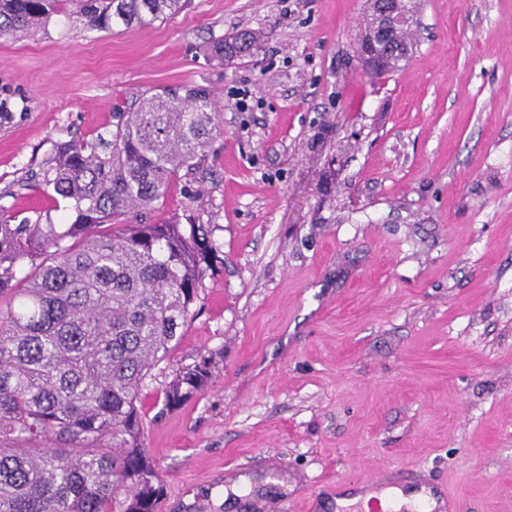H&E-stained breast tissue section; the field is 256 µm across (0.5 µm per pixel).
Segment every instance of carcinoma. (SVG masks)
I'll return each instance as SVG.
<instances>
[{"label": "carcinoma", "mask_w": 512, "mask_h": 512, "mask_svg": "<svg viewBox=\"0 0 512 512\" xmlns=\"http://www.w3.org/2000/svg\"><path fill=\"white\" fill-rule=\"evenodd\" d=\"M66 0H0V37L39 31ZM186 0H71L85 25H150ZM408 28L366 16L364 36L395 70ZM259 41H217L218 59ZM218 117L201 86L168 88L115 115L109 136L56 147L40 185L62 210L11 223L0 213V512H155L161 476L147 454L146 374L178 346L219 247L203 224L151 213L180 172L205 160ZM205 366L176 374L164 405L208 382Z\"/></svg>", "instance_id": "carcinoma-1"}]
</instances>
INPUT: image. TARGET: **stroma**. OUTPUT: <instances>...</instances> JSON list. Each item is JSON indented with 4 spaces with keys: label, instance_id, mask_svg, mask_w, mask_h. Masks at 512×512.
<instances>
[{
    "label": "stroma",
    "instance_id": "obj_1",
    "mask_svg": "<svg viewBox=\"0 0 512 512\" xmlns=\"http://www.w3.org/2000/svg\"><path fill=\"white\" fill-rule=\"evenodd\" d=\"M367 0H188L107 32L54 15L0 39V211L167 87L219 112L203 166L152 214L193 213L221 260L141 387L157 512H336L430 484L512 512V0H421L398 70L355 47ZM259 32L251 54L209 46ZM208 360L180 406L164 391ZM424 491L425 488L423 487L420 492H415V489L405 492L399 487H390L384 490L363 489L356 493H343L340 496H336V509H348L352 505L360 503L365 511L368 512V504L374 500L378 501L384 509L399 510L402 507L413 508L419 499L425 496ZM380 505L375 504L370 510L381 511Z\"/></svg>",
    "mask_w": 512,
    "mask_h": 512
}]
</instances>
